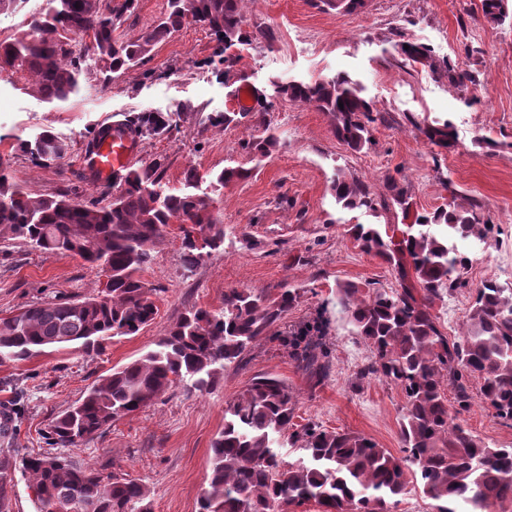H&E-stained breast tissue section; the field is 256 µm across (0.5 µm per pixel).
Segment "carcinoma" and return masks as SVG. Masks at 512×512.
<instances>
[{
    "label": "carcinoma",
    "mask_w": 512,
    "mask_h": 512,
    "mask_svg": "<svg viewBox=\"0 0 512 512\" xmlns=\"http://www.w3.org/2000/svg\"><path fill=\"white\" fill-rule=\"evenodd\" d=\"M44 14L33 15L23 36L0 43V69L16 68L31 78L42 98L65 101L76 91L82 58L96 57L111 72L143 66L155 46L189 23L209 29L229 49L237 43L275 41L273 29H246L240 0H167L165 13L135 40L116 34L135 0L108 8L101 0H51ZM507 0H482L484 18L498 23ZM81 49H73V42ZM284 100L310 104L325 113L334 137L354 152L371 143L381 120L362 87L346 75L278 86ZM265 102L251 112H226L228 127L249 123L260 131L241 143L249 158L261 162L279 143ZM163 112L126 116L114 127L133 143L171 130ZM110 126L93 131L89 150L112 135ZM427 143L446 150L455 143L448 120L420 128ZM19 149L40 164L47 154L63 158L65 148L50 133L22 140ZM164 162L127 168L112 179L116 194L99 206L65 197H33L10 181L0 162V238L33 249L69 253L108 273L101 294L83 300L56 299L29 304L0 318V363L23 361L50 347L77 345L90 352L124 336H134L158 314L156 289L140 272L154 259L167 229L179 225L182 263L197 266L203 250L224 243L217 206L224 184L246 180L252 169L226 167L211 174L207 191L194 167L182 186L162 183ZM388 196L376 200L371 186L337 173L332 190L345 209L375 205L407 212L409 191L386 177ZM493 229L476 211L451 202L415 217L400 234L388 224H354L349 235L360 250L394 266L398 288L338 285L336 300L354 333L371 356L359 377H381L400 388L401 455L353 433H338L315 423L296 427V398L283 380L255 376L224 407V429L211 444L210 474L199 512H297L315 502L321 512H391L397 498L418 489L435 501V512H512V447L490 446L459 423L471 407L473 381L496 417L512 421V289L487 280L474 301L459 337L439 329L433 313L443 294L466 286L470 258L457 241ZM300 295L283 288L274 298L244 288L224 290V308H203L180 315L156 348L100 379L71 409L50 425L49 447L17 458L0 455V512H10L12 471L29 478L36 512H151L144 486L124 473L89 469L61 452L78 448L104 433L112 422L150 406L182 386L209 392L220 371L241 363L247 351L269 337ZM288 345L302 371L318 379L330 372L324 344L308 331ZM454 394L448 404L446 389ZM303 457L285 464L277 449L282 440Z\"/></svg>",
    "instance_id": "1"
}]
</instances>
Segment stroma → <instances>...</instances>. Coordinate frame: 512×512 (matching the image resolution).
Segmentation results:
<instances>
[{"mask_svg": "<svg viewBox=\"0 0 512 512\" xmlns=\"http://www.w3.org/2000/svg\"><path fill=\"white\" fill-rule=\"evenodd\" d=\"M242 11L248 28L271 27L276 39L233 46L238 64L229 77L214 55V36L194 23L158 44L147 66L112 73L88 63L76 93L63 102L44 100L21 74L0 73V161L13 182L35 197L64 194L84 203L112 198L104 178L82 163L96 126L130 113L171 114V132L138 143L130 164L142 167L163 157V180L177 188L190 166L205 176L247 165L240 143L253 135V127L216 122L235 111L239 86L250 85L274 104L269 119L277 148L249 179L229 182L219 197L223 246L185 269L173 226L143 271L157 290L153 324L98 353L50 348L0 365V402L20 400L16 427L0 434V449L36 451L46 445L52 418L113 369L153 349L182 313L222 309L228 288L272 297L285 286L298 289L301 297L280 325V338L262 340L246 362L225 367L210 392L175 388L72 449L80 464L135 478L145 487L152 512H198L224 407L261 373L284 379L293 390L295 424L314 422L400 452L402 394L384 379L359 378L370 351L336 302L339 283L395 288L399 279L387 264L354 246L350 225L400 224L405 215L453 200L493 224L486 238L458 244L471 259L469 285L434 305L447 336L462 334L474 287L493 280L512 288V9L494 25L484 19L481 0H368L366 9L351 14L316 7L314 0H242ZM407 41L467 70L472 83L451 84L446 73L408 60L398 49ZM339 73L363 86L382 117L372 145L359 153L336 140L324 113L276 93L281 83ZM436 119L450 120L457 136L444 152L419 131ZM44 132L67 146L64 159L52 165L35 164L16 148L17 141ZM339 170L368 182L379 195L386 192V175L396 176L409 187L408 213L343 208L331 191ZM106 281L79 257L0 240V317L37 301L97 296ZM319 317L328 322L332 369L328 379L316 383L298 369L281 338ZM462 420L485 442L512 445V425L482 399H474Z\"/></svg>", "mask_w": 512, "mask_h": 512, "instance_id": "1", "label": "stroma"}]
</instances>
